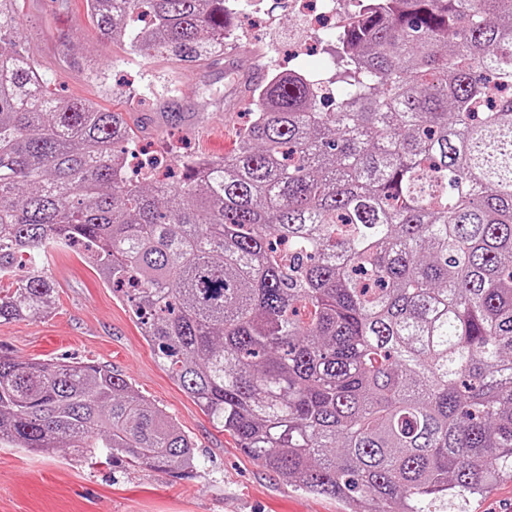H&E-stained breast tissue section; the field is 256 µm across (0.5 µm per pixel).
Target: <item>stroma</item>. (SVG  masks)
Listing matches in <instances>:
<instances>
[{
  "instance_id": "stroma-1",
  "label": "stroma",
  "mask_w": 512,
  "mask_h": 512,
  "mask_svg": "<svg viewBox=\"0 0 512 512\" xmlns=\"http://www.w3.org/2000/svg\"><path fill=\"white\" fill-rule=\"evenodd\" d=\"M257 17L236 18L224 54L198 65L144 57L99 39L83 0H22L27 47L60 96L124 112L149 152L164 160L219 159L236 147L248 118L254 71L294 68L335 76L329 44L312 35L289 0H260ZM103 71L110 93L89 77ZM50 313L0 326V354L91 361L122 374L189 435L202 465L169 474L126 458L90 459L0 445V512H345L341 500L310 494L266 471L162 369L125 299L79 252L57 254Z\"/></svg>"
}]
</instances>
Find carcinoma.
I'll return each mask as SVG.
<instances>
[{
  "label": "carcinoma",
  "mask_w": 512,
  "mask_h": 512,
  "mask_svg": "<svg viewBox=\"0 0 512 512\" xmlns=\"http://www.w3.org/2000/svg\"><path fill=\"white\" fill-rule=\"evenodd\" d=\"M258 0H85L185 63ZM323 81L272 74L223 159L126 180L123 112L56 96L0 0V324L48 313L79 245L212 425L349 512H443L512 480V0H353ZM0 443L196 467L119 373L0 355Z\"/></svg>",
  "instance_id": "carcinoma-1"
}]
</instances>
